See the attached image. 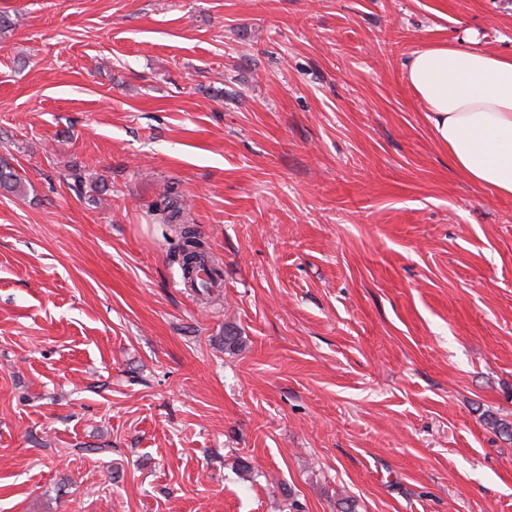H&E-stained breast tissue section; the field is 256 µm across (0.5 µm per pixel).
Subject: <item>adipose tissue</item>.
Instances as JSON below:
<instances>
[{
  "label": "adipose tissue",
  "mask_w": 512,
  "mask_h": 512,
  "mask_svg": "<svg viewBox=\"0 0 512 512\" xmlns=\"http://www.w3.org/2000/svg\"><path fill=\"white\" fill-rule=\"evenodd\" d=\"M405 79L455 170L512 197V55L467 38L427 44L407 60Z\"/></svg>",
  "instance_id": "adipose-tissue-1"
}]
</instances>
